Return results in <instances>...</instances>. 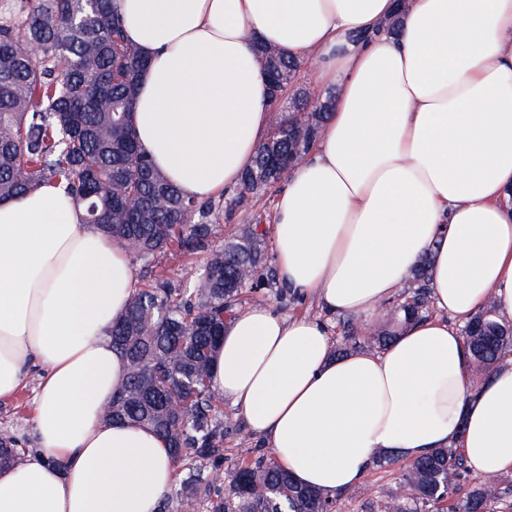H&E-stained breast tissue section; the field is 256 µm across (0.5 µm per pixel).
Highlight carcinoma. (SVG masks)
Instances as JSON below:
<instances>
[{
  "label": "carcinoma",
  "mask_w": 512,
  "mask_h": 512,
  "mask_svg": "<svg viewBox=\"0 0 512 512\" xmlns=\"http://www.w3.org/2000/svg\"><path fill=\"white\" fill-rule=\"evenodd\" d=\"M280 101L300 64L282 52L261 48ZM146 67L140 49L124 33L116 0H0V202L43 184L64 189L81 204L88 224L116 243L136 248L130 262L150 263L173 246L205 253L176 286L159 279L131 298L110 331L125 364L121 390L112 396L106 422H128L163 437L180 465L206 460L211 469L181 470L178 487L156 512H341L340 496L296 484L280 463L263 454L236 465L229 490L213 475L224 467L222 400L212 385L213 347L233 316L242 288L264 290L274 279L258 278L265 262L252 226L213 244L212 206L185 197L155 169L135 133L133 103ZM332 94L311 103L293 100L259 146L240 183L238 199L277 186L310 152L332 108ZM429 260L411 271V295L387 311L394 319L422 317L430 301ZM346 339L381 349L392 333L376 328ZM474 370L487 373L512 348V323L498 318L493 303L465 327ZM24 449L0 434V467L18 462ZM470 470L459 449L435 448L412 460L402 475L409 494H396L384 512H495L509 494L497 477L458 487Z\"/></svg>",
  "instance_id": "cac0c4a2"
}]
</instances>
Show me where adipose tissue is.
<instances>
[{
    "label": "adipose tissue",
    "mask_w": 512,
    "mask_h": 512,
    "mask_svg": "<svg viewBox=\"0 0 512 512\" xmlns=\"http://www.w3.org/2000/svg\"><path fill=\"white\" fill-rule=\"evenodd\" d=\"M148 58L137 138L187 197L238 186L271 124L261 47L335 90L312 155L275 201L284 288L324 319L238 311L213 385L298 485L341 494L376 459L453 446L512 473V354L474 376L462 329L512 317V0H117ZM399 17L397 35L347 37ZM431 258L434 315L335 355ZM137 288L126 251L45 185L0 203V400L41 368L37 454L0 470V512H154L177 466L151 429L106 423L124 363L108 331ZM344 328L346 329L345 337L347 341H351L354 345L369 350L383 348L392 338V332L379 327L360 338V336H358L359 326L356 322H352L351 320H347Z\"/></svg>",
    "instance_id": "adipose-tissue-1"
}]
</instances>
